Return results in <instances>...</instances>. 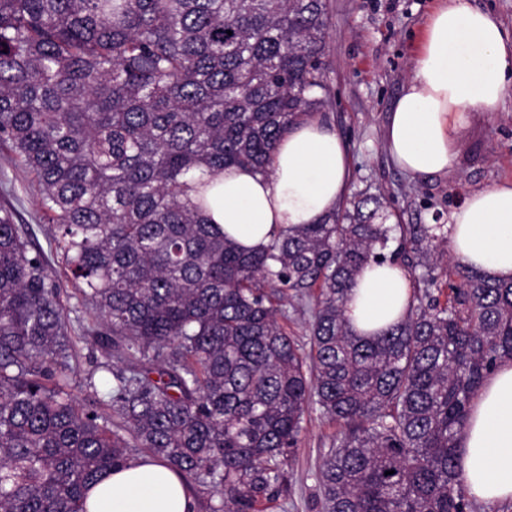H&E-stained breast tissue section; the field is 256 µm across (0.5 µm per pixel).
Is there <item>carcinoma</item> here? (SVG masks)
I'll return each instance as SVG.
<instances>
[{"instance_id": "obj_1", "label": "carcinoma", "mask_w": 512, "mask_h": 512, "mask_svg": "<svg viewBox=\"0 0 512 512\" xmlns=\"http://www.w3.org/2000/svg\"><path fill=\"white\" fill-rule=\"evenodd\" d=\"M328 29V0H0V143L75 284L0 208V512H87L139 451L207 490V512H253L312 409L341 427L323 512H474L459 440L512 360V280L443 267L448 240L377 222L378 196L259 250L194 197L228 167L268 175L322 113ZM370 261L425 272L405 318L361 336L345 311ZM294 299L305 346L280 323ZM79 342L100 350L82 400Z\"/></svg>"}]
</instances>
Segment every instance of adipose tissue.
Returning a JSON list of instances; mask_svg holds the SVG:
<instances>
[{
	"label": "adipose tissue",
	"instance_id": "ef3b65f1",
	"mask_svg": "<svg viewBox=\"0 0 512 512\" xmlns=\"http://www.w3.org/2000/svg\"><path fill=\"white\" fill-rule=\"evenodd\" d=\"M512 93V36L470 0H443L427 25L412 76L388 116L386 145L414 177L455 169V131L470 112L497 111ZM270 176L229 168L206 192L208 214L248 249L269 243L276 226L313 224L348 193L349 158L336 131L313 118L276 146ZM452 253L486 276L512 278V181L471 192L448 226ZM412 283L396 265L364 266L346 307L360 332L403 320ZM459 474L469 496L487 507L512 500V361L486 378L461 439ZM90 512H195L196 502L170 468L141 457L116 469L89 494Z\"/></svg>",
	"mask_w": 512,
	"mask_h": 512
}]
</instances>
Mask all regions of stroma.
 I'll return each instance as SVG.
<instances>
[{"instance_id":"35a3bbf8","label":"stroma","mask_w":512,"mask_h":512,"mask_svg":"<svg viewBox=\"0 0 512 512\" xmlns=\"http://www.w3.org/2000/svg\"><path fill=\"white\" fill-rule=\"evenodd\" d=\"M438 0H329L327 56L331 97L326 121L344 142L350 159V188L381 192L395 224H447L467 193L512 181V97L498 112L471 113L456 134L455 171L416 179L390 159L385 126L409 79L429 17ZM28 225L34 248L49 251L52 227L43 219L32 180L0 147V208ZM338 425L311 411L298 446L283 469L277 496L255 512H322L319 468Z\"/></svg>"}]
</instances>
